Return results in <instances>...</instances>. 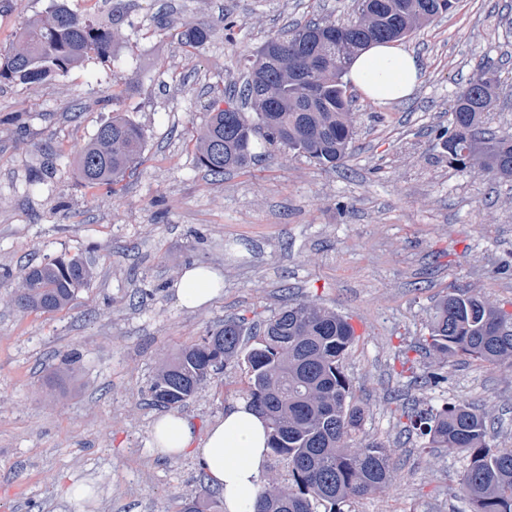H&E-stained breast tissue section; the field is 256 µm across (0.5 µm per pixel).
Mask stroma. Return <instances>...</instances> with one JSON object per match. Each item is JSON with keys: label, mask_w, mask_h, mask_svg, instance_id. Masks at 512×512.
<instances>
[{"label": "stroma", "mask_w": 512, "mask_h": 512, "mask_svg": "<svg viewBox=\"0 0 512 512\" xmlns=\"http://www.w3.org/2000/svg\"><path fill=\"white\" fill-rule=\"evenodd\" d=\"M112 30L111 57L33 83H0V512H180L207 477L189 454L153 451L164 410L149 387L179 348L224 319H268L297 299L348 318L343 366L364 411L360 439L383 441L394 473L341 512H469L466 455L408 435L402 408L480 405L488 448H512V368L426 354L437 302L465 289L512 311V180L451 159L441 133L466 81L499 78L488 125L512 129V0H455L403 39L421 82L379 104L348 86V157L321 166L278 145L215 177L195 159L210 112L241 84L269 36L314 19L346 23L356 0H66ZM52 0H0V50ZM237 27L226 40L225 15ZM210 28L192 49L179 33ZM121 113L145 147L118 190L88 189L70 167ZM77 256L93 270L70 308L22 313L29 265ZM221 272L224 293L195 312L175 303L184 268ZM243 366L212 376L178 413L205 431L246 401ZM88 486L84 503L67 497Z\"/></svg>", "instance_id": "1"}]
</instances>
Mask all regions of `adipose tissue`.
<instances>
[{
  "label": "adipose tissue",
  "instance_id": "ef3b65f1",
  "mask_svg": "<svg viewBox=\"0 0 512 512\" xmlns=\"http://www.w3.org/2000/svg\"><path fill=\"white\" fill-rule=\"evenodd\" d=\"M348 80L370 99L389 104L409 97L417 88L421 67L416 56L391 43L363 49L352 61ZM219 271L196 265L181 272L175 285L178 307L195 311L222 291ZM267 424L246 403L229 408L198 436L189 419L166 414L152 430L157 455L174 459L193 452L201 469L223 491L224 512H253L267 461Z\"/></svg>",
  "mask_w": 512,
  "mask_h": 512
}]
</instances>
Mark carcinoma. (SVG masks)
Here are the masks:
<instances>
[{
	"mask_svg": "<svg viewBox=\"0 0 512 512\" xmlns=\"http://www.w3.org/2000/svg\"><path fill=\"white\" fill-rule=\"evenodd\" d=\"M432 15L425 0H374L380 7L371 29L358 20L348 25L310 22L289 35H273L251 61L241 94L255 116L219 109L210 113L196 145V162L214 176L244 168L261 144L278 143L315 162H341L353 140L352 100L336 78V46L310 52L312 68L295 56L301 34L317 27L342 28L343 65L377 43L398 41L448 12L452 0ZM210 29L194 22L180 32L183 45L203 46ZM112 30L72 12L58 0L47 18L27 21L17 45L0 52V79L23 83L64 73L84 59L112 54ZM497 79L474 74L457 96L445 148L453 160L473 165L493 178L512 179V132H485L482 119L496 95ZM142 130L120 114L102 123L77 154L76 171L88 187L119 184L132 171L144 149ZM92 278L79 257H55L32 266L15 293L22 313L54 312L69 306ZM247 319L235 318L206 331L200 340L179 349L151 385L153 404L175 409L191 400L214 374L239 361ZM354 342L350 323L335 311L306 302L285 306L262 322L256 345L244 358L250 406L268 423L269 449L288 461L291 484L265 485L254 512H316L362 498L385 488L393 471L387 446L377 440L352 451L363 411L351 402L342 363ZM426 351L441 357L461 355L492 366L512 364V313L478 295L450 293L435 306ZM405 431L429 438L432 448L464 452L468 465L460 490L472 512H512V448L486 445L487 414L479 405L429 409L405 408Z\"/></svg>",
	"mask_w": 512,
	"mask_h": 512,
	"instance_id": "carcinoma-1",
	"label": "carcinoma"
}]
</instances>
